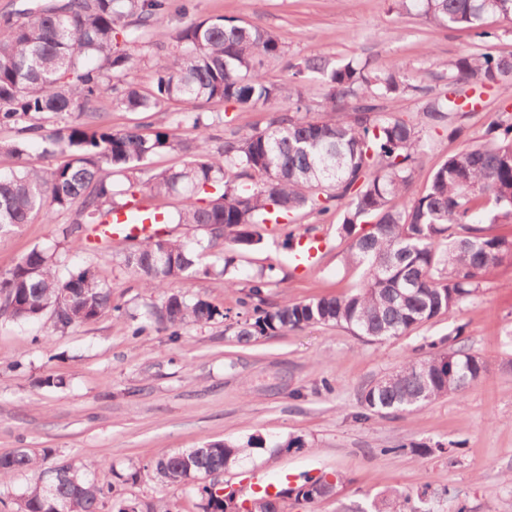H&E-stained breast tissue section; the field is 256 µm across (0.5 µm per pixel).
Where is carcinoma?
<instances>
[{"label":"carcinoma","mask_w":512,"mask_h":512,"mask_svg":"<svg viewBox=\"0 0 512 512\" xmlns=\"http://www.w3.org/2000/svg\"><path fill=\"white\" fill-rule=\"evenodd\" d=\"M396 9L423 18L436 28L475 31L481 43L497 38L484 18L512 20V0H393ZM167 0H33L30 7L0 16V128L13 136L0 140V153L17 158V168L0 172V232L35 217L49 222L55 212L76 208L75 222L63 239L83 241L92 227L114 211L156 201L140 216L153 224H180L203 231L192 242L150 234L119 257V265L142 276L158 295L132 335L153 328L174 340L191 325L224 313L201 297L189 300L166 292L176 281L208 277L213 266L202 257L219 245L220 273L234 267L236 252L256 244V224H292L303 210L320 217L340 212L338 234L350 239L346 263L360 271L361 283L340 296L274 303L266 289L271 276L260 272L240 300L245 319L234 336L248 342L311 325L336 326L371 341L402 336L440 316H451L480 291L486 268L512 256V239L492 235L489 223H512V113L499 112L482 136L448 157L424 190L395 209L390 201L407 194L425 133L459 138L464 127L455 117L475 110L486 90L512 75V54L465 52L448 62L454 89L433 93L411 82L408 70L373 68L368 59L338 64L310 56L294 65L292 78L272 82L262 66L285 53L270 31L224 17L193 21L175 35L174 50L154 62L148 92L123 81L134 65L121 41L135 40L153 28ZM309 73L325 85L323 111L310 116L301 89ZM131 112H155L171 101L213 100L224 110L288 104L268 125L240 133L229 129L212 151L203 113H182L179 124L196 135L182 137L160 128L150 135L137 128L114 131L97 112L104 90ZM412 94L423 100L412 119L388 115L379 99ZM52 122L47 128L44 120ZM61 158L44 168L32 158ZM159 153L187 157L177 170L150 174L145 160ZM177 196L171 211L162 201ZM371 224L365 233L357 231ZM57 254L34 247L0 274V315L33 323L50 315L56 329L96 322L103 314L125 316L112 305V292L96 266L77 265L61 277ZM362 393L363 421L372 416L410 413L457 393L485 373L479 356L431 342ZM299 439L274 442L251 436L244 442L219 440L200 448L159 452L148 476L165 486L186 487L199 498L202 512H284L289 497L313 503L336 488L326 476L302 475L294 485L282 481L273 494L249 500L226 490L218 476L267 450L288 451ZM25 449L0 455V483L14 474L40 471L16 502L14 512H101L112 486L89 474L91 463H61L39 470ZM214 476L198 487L193 482ZM112 501V500H110ZM112 512H171L162 500L115 499Z\"/></svg>","instance_id":"carcinoma-1"}]
</instances>
